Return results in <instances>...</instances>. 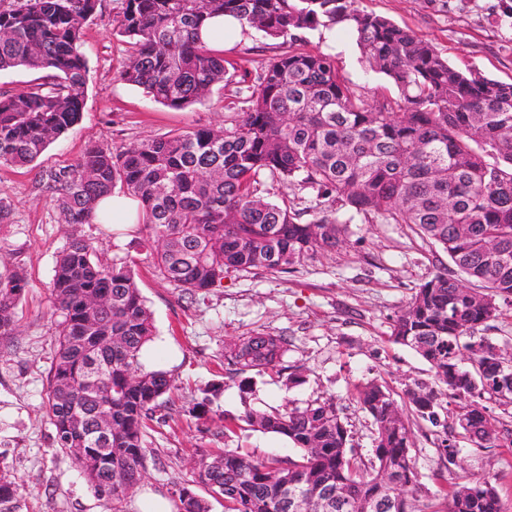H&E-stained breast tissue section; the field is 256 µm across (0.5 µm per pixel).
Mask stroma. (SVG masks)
<instances>
[{
	"label": "stroma",
	"instance_id": "stroma-1",
	"mask_svg": "<svg viewBox=\"0 0 512 512\" xmlns=\"http://www.w3.org/2000/svg\"><path fill=\"white\" fill-rule=\"evenodd\" d=\"M357 6L410 28L459 67L512 81V0H357ZM121 7L122 0H100L85 28L88 79L81 120L32 165L0 167V205L8 213L0 222V271L16 269L28 279L16 310L18 352L0 357V460L23 486L21 512H104L72 458L56 448L46 414L55 355L50 289L56 259L68 244L57 201L45 189L49 174L70 168L93 144L117 152L176 129L229 125L247 111L250 88L259 75L294 48L335 56L341 76L358 93L380 101L399 96L386 76L366 64L355 34L344 26L303 31L293 44L268 40L251 29L224 52L237 81L216 86L205 103L173 109L120 79L127 45L111 21ZM76 232L98 247L106 263H133L156 328L150 360L178 381L164 419L152 422L146 433V469L124 512H172V484L193 479L192 463L200 448L296 456L297 448L274 434L241 430L228 439L220 435L225 421L250 408L334 398L352 430L353 447L371 455V427L354 398L355 385L384 379L399 400L408 385L432 378L426 360L390 337L394 320L416 288L448 261L409 225L356 218L344 247L315 253L289 273L229 272L222 286L192 301L158 276L143 227L121 239L100 224H81ZM254 331L287 339L283 363L301 368L305 383L291 387L284 378L267 374H253L243 382L228 379L225 344ZM218 381L223 388L212 412L189 416L201 389ZM412 431L422 489L433 492L442 484L452 487L490 476L496 480L502 512H512V446L479 448L463 440L454 462L448 463L439 458L429 422L414 421Z\"/></svg>",
	"mask_w": 512,
	"mask_h": 512
}]
</instances>
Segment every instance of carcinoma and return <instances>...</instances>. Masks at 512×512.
<instances>
[{"label":"carcinoma","instance_id":"1","mask_svg":"<svg viewBox=\"0 0 512 512\" xmlns=\"http://www.w3.org/2000/svg\"><path fill=\"white\" fill-rule=\"evenodd\" d=\"M99 0H0V71L17 67L51 72L53 82L0 92V166L27 167L73 127L84 108L87 65L83 25ZM230 15L271 39L294 43L318 27L348 26L369 66L388 76L399 98L383 102L354 92L336 59L321 52L279 55L258 77L250 106L232 128L174 130L133 143L118 153L92 145L75 165L48 177L60 223L93 224L98 199L119 188L140 201V224L150 239L158 274L191 296L221 285L229 271L288 273L314 253L346 243L355 217L412 224L447 254L444 267L420 285L392 324L393 342L431 366L433 381L404 392L410 415L386 385L356 387V401L373 427L372 457L353 448L351 430L330 398L249 411L241 423L279 435L299 450L292 458H259L236 448H199L221 465L174 484L176 512H288L286 497L300 494L304 512H336L327 493L348 502L347 512H424L410 455L411 418L439 425L443 399L456 403L453 426L443 425L441 456L458 453L457 438L498 446L502 430L483 399L498 395L500 347L481 328L512 297V83L458 68L429 41L354 0H123L113 30L126 38L128 61L120 78L156 102L182 109L203 102L213 87L232 80L224 56L198 40L201 28ZM311 189L325 208L305 221L290 199L263 196L265 180ZM27 286L20 271L0 272V356L11 354L16 308ZM105 295L108 305L86 308ZM52 298L60 313L48 379L47 415L56 447L86 437L73 455L108 512H123L127 489L145 469L144 436L178 388L166 371L147 368L142 350L154 323L127 264L110 266L91 241L70 234L54 271ZM288 342L255 332L224 352L229 377L271 372L288 384L299 369L282 365ZM98 383L86 385L90 368ZM219 387L201 390L188 409L205 414ZM111 421L105 440L93 435ZM386 473L390 481L380 479ZM202 488L207 496L197 492ZM444 512H502L486 476L441 489ZM18 484L0 466V512H19Z\"/></svg>","mask_w":512,"mask_h":512}]
</instances>
